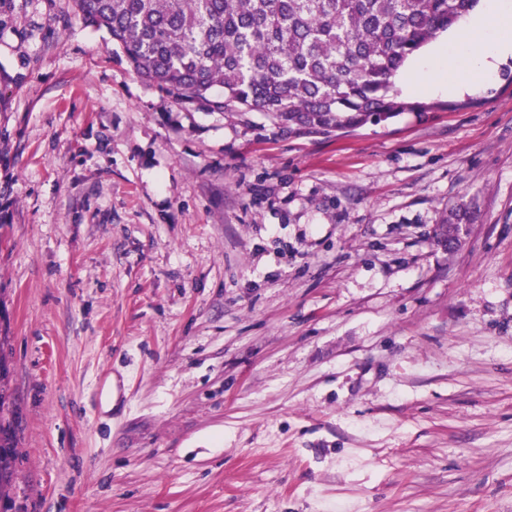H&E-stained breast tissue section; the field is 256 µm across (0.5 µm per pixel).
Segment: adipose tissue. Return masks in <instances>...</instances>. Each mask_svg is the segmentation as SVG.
<instances>
[{
  "label": "adipose tissue",
  "mask_w": 512,
  "mask_h": 512,
  "mask_svg": "<svg viewBox=\"0 0 512 512\" xmlns=\"http://www.w3.org/2000/svg\"><path fill=\"white\" fill-rule=\"evenodd\" d=\"M512 56V0H485L483 9L470 17L447 50L417 62L416 89L432 87L456 91L452 74L464 67L476 81L489 80L498 63Z\"/></svg>",
  "instance_id": "adipose-tissue-1"
}]
</instances>
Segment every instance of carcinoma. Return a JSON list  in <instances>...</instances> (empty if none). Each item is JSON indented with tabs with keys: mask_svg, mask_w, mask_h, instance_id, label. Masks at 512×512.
<instances>
[{
	"mask_svg": "<svg viewBox=\"0 0 512 512\" xmlns=\"http://www.w3.org/2000/svg\"><path fill=\"white\" fill-rule=\"evenodd\" d=\"M478 0H75L134 72L181 102L263 112L295 135L380 124L408 109L395 78L406 61L458 24ZM467 211L433 232L462 244ZM17 436L0 422V487Z\"/></svg>",
	"mask_w": 512,
	"mask_h": 512,
	"instance_id": "1",
	"label": "carcinoma"
}]
</instances>
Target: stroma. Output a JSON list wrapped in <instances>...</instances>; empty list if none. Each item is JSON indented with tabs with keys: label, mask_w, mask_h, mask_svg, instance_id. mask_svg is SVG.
Wrapping results in <instances>:
<instances>
[{
	"label": "stroma",
	"mask_w": 512,
	"mask_h": 512,
	"mask_svg": "<svg viewBox=\"0 0 512 512\" xmlns=\"http://www.w3.org/2000/svg\"><path fill=\"white\" fill-rule=\"evenodd\" d=\"M395 84L294 136L0 0L8 512H512V57ZM467 211L465 209H457L443 217L441 224H439L433 232L434 237L441 243L448 246L453 245L456 249L462 244L461 228L464 220H468Z\"/></svg>",
	"instance_id": "35a3bbf8"
}]
</instances>
